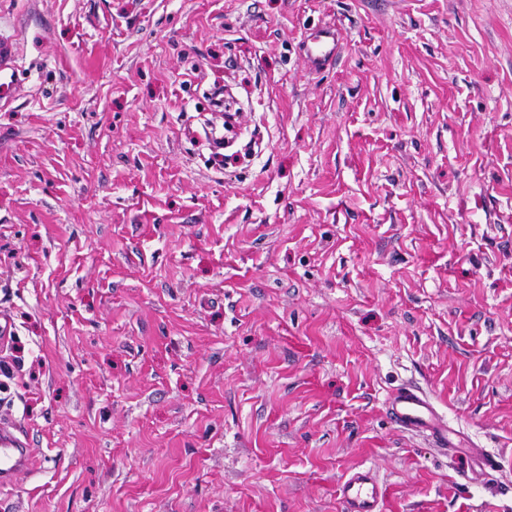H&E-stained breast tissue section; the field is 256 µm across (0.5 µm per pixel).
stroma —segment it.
Listing matches in <instances>:
<instances>
[{"mask_svg":"<svg viewBox=\"0 0 512 512\" xmlns=\"http://www.w3.org/2000/svg\"><path fill=\"white\" fill-rule=\"evenodd\" d=\"M341 53L308 69L305 28ZM0 512H512V0H0ZM231 89L260 149H207ZM496 460L466 476L386 397ZM16 47L6 36L0 37V85L3 91L14 86L21 76V71L15 60ZM388 411L391 419L404 431L428 436L443 452L451 456H464L470 463L472 474L485 473L495 468V460L467 448L463 434L448 425L430 397L419 387L403 385L390 393ZM32 465L24 435L14 425L0 427V486L11 485L15 476ZM342 512H380L382 486L371 469L350 474L339 486Z\"/></svg>","mask_w":512,"mask_h":512,"instance_id":"obj_1","label":"stroma"}]
</instances>
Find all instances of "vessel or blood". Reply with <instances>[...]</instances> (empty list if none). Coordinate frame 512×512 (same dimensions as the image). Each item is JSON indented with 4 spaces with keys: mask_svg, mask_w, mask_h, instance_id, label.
Wrapping results in <instances>:
<instances>
[{
    "mask_svg": "<svg viewBox=\"0 0 512 512\" xmlns=\"http://www.w3.org/2000/svg\"><path fill=\"white\" fill-rule=\"evenodd\" d=\"M342 42L333 25H324L311 32L301 49L317 70L332 66ZM16 47L6 36L0 37V88L14 86L21 71L16 63ZM388 411L391 419L404 431L428 436L443 452L465 457L471 471L494 469L493 458L468 447L463 434L449 426L430 397L419 387L403 385L390 393ZM32 465L27 443L13 425L0 426V486L11 485L15 476ZM342 512H380L382 486L372 470L361 469L350 474L339 486Z\"/></svg>",
    "mask_w": 512,
    "mask_h": 512,
    "instance_id": "1",
    "label": "vessel or blood"
}]
</instances>
